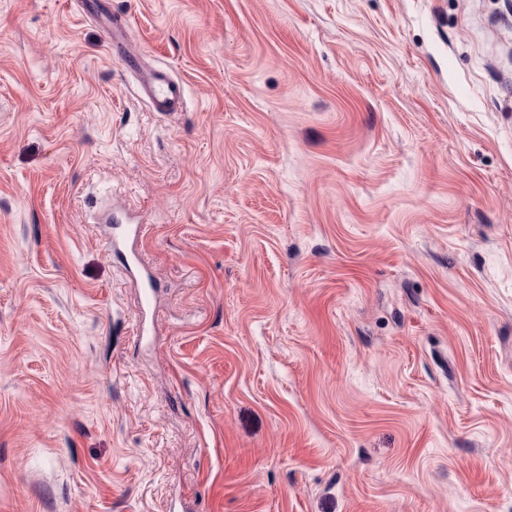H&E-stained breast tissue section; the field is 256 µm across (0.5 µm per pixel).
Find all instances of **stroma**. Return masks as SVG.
<instances>
[{
    "mask_svg": "<svg viewBox=\"0 0 512 512\" xmlns=\"http://www.w3.org/2000/svg\"><path fill=\"white\" fill-rule=\"evenodd\" d=\"M80 2L0 0V512H512V0H109L182 112ZM105 33V43L109 52L121 55L126 67L138 76V89L151 107L157 112H182L186 107L184 84L166 68L147 69L138 55L128 49L126 23L112 13L100 12L97 15Z\"/></svg>",
    "mask_w": 512,
    "mask_h": 512,
    "instance_id": "stroma-1",
    "label": "stroma"
}]
</instances>
